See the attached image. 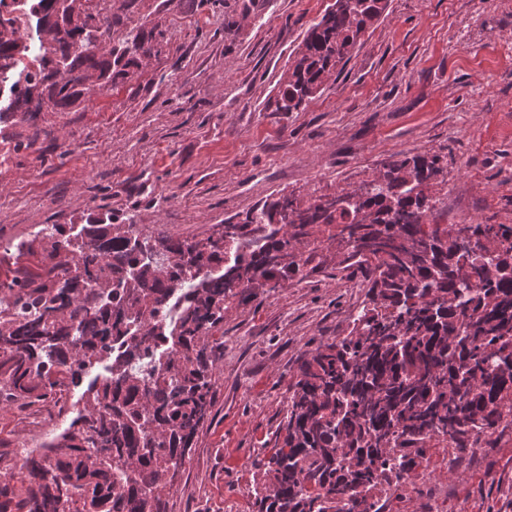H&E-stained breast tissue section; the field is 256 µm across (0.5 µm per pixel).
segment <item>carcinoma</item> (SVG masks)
Here are the masks:
<instances>
[{
	"label": "carcinoma",
	"mask_w": 512,
	"mask_h": 512,
	"mask_svg": "<svg viewBox=\"0 0 512 512\" xmlns=\"http://www.w3.org/2000/svg\"><path fill=\"white\" fill-rule=\"evenodd\" d=\"M388 0H336L288 65L280 112L318 93ZM0 70L26 55L18 21L33 0H0ZM91 0H55L39 52L13 75L12 107L69 112L85 90L134 73L164 38L99 41L121 16L85 20ZM437 155H391L332 195L266 201L200 236L137 235L132 220L47 224L0 253L3 406L76 413L36 454L0 456V512H169L194 439L213 408L224 308L290 281L363 274L348 334L302 360L288 385L280 447L264 462L257 512H387L414 484L428 441L461 451L512 436V225L429 224ZM186 289L179 318L170 296ZM170 350L153 358V341ZM79 411L65 395L95 365Z\"/></svg>",
	"instance_id": "obj_1"
}]
</instances>
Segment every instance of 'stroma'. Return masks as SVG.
I'll return each mask as SVG.
<instances>
[{"label": "stroma", "instance_id": "1", "mask_svg": "<svg viewBox=\"0 0 512 512\" xmlns=\"http://www.w3.org/2000/svg\"><path fill=\"white\" fill-rule=\"evenodd\" d=\"M333 0H137L113 28L164 31L157 54L73 111L15 118L33 150L0 162V239L47 224L133 218L176 236L238 221L273 196L327 193L399 153L447 158L435 222L512 224V9L491 0H389L303 109L279 83ZM361 290L320 274L224 312L212 416L169 498L173 512H255L252 490L304 355L345 336ZM0 408V454L36 439ZM391 512H512V441L449 460L432 441Z\"/></svg>", "mask_w": 512, "mask_h": 512}]
</instances>
